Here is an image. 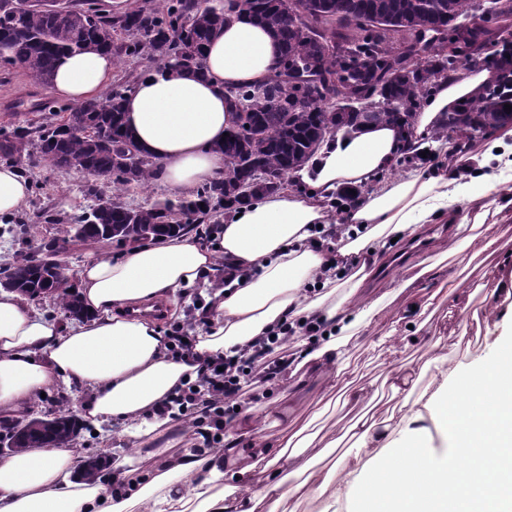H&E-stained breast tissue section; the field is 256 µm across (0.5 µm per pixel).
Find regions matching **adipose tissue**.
<instances>
[{"label": "adipose tissue", "instance_id": "ef3b65f1", "mask_svg": "<svg viewBox=\"0 0 512 512\" xmlns=\"http://www.w3.org/2000/svg\"><path fill=\"white\" fill-rule=\"evenodd\" d=\"M226 22L204 50L202 72L150 71L127 92L125 127L155 164L162 184L194 195L224 178L220 150L231 125L228 88L260 84L275 74L280 48L235 0L224 4ZM110 53L61 57L51 90L74 103L98 100L112 75ZM492 67L465 68L439 83L415 120L414 133L395 124L368 125L325 142L300 173L306 195H265L238 217L207 227L206 241L185 232L130 248L119 258L90 257L79 272L85 317L59 325L19 295L0 290V416L14 417L41 393L73 385L90 396L80 416L94 424L119 422L130 437L202 362L266 335L284 319H317L333 337L299 350L293 370L320 373L339 385L337 400L369 399L365 388L340 385L349 347L370 328L392 292L366 296V282L388 258L393 238H408L423 224H448L439 261L458 270L444 280L449 296L466 282L472 261L491 233L489 211L512 215V143L488 138L480 176L469 157H440L433 165L383 186L349 210L337 240L313 228L328 221V194L364 185L387 171L402 153L430 149L428 136L480 90L495 81ZM29 182L20 169L0 164V216L21 209ZM198 292L201 326L189 356L168 351L155 320L140 308ZM425 379L410 366L386 377L406 409L400 418L362 413L343 429L360 455L341 472L317 469L335 441L314 436L272 445L258 440L260 426L291 429L287 411L242 410L225 437V452L183 451L169 456L136 490L123 478L84 480L75 451L58 445L31 448L0 460V512H290L293 501L323 499L358 504L360 512H512V367L495 356L463 366L435 360ZM430 419L396 449L383 432L407 431ZM244 459L255 479L251 495L224 482L223 455Z\"/></svg>", "mask_w": 512, "mask_h": 512}]
</instances>
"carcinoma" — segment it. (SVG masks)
<instances>
[{"label":"carcinoma","instance_id":"cac0c4a2","mask_svg":"<svg viewBox=\"0 0 512 512\" xmlns=\"http://www.w3.org/2000/svg\"><path fill=\"white\" fill-rule=\"evenodd\" d=\"M240 6L276 39L281 49L280 73L265 88L238 86L231 90L233 124L220 147L224 165L234 178L206 184L192 197L176 195L163 201L128 206L119 191L145 187L155 177L152 162L142 151L135 164H123L120 153L136 146L124 126L122 110L128 87L118 85L100 101L80 104L53 114L37 126H16L0 135V158L19 165L36 148L58 167L112 183L114 193L98 199L76 224L62 225L61 237L49 244L60 250L73 241L99 243L138 241L199 230L210 214L244 205L272 193L274 186L255 179L256 172L291 179L312 160L320 146L342 129L357 128L356 112L336 110L335 96L364 95L371 84L390 99L394 109L369 113L372 124H398L413 134L414 118L439 82L438 73H454L470 61L466 43L456 42L458 28L471 20V0H302L307 22L322 21V32L310 36L288 16L286 0H239ZM224 5L201 0H152V5L122 14L94 17L81 10L78 0L70 11L57 14L45 0H0V45L19 61L37 84L52 83L55 62L65 53L106 50L116 58L141 55L161 70L203 71L205 45L224 28ZM442 32L448 39L424 46L432 67L410 78L405 58L391 57L390 38L407 40L411 30ZM127 32L124 38L117 32ZM337 39L354 52L348 66L336 70V58L324 43ZM512 42L488 54L502 68L498 83L486 86L467 107L448 113L437 135L449 136L478 127L490 135L511 124ZM3 286L33 299L42 292L59 309L75 318L85 315L70 277L51 272L30 255L14 261L3 272ZM85 430L65 405L48 416L28 417L11 429L15 451L74 441ZM105 467L100 456L88 457L82 474L95 479Z\"/></svg>","mask_w":512,"mask_h":512}]
</instances>
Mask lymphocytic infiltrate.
<instances>
[{
  "instance_id": "f902f5d3",
  "label": "lymphocytic infiltrate",
  "mask_w": 512,
  "mask_h": 512,
  "mask_svg": "<svg viewBox=\"0 0 512 512\" xmlns=\"http://www.w3.org/2000/svg\"><path fill=\"white\" fill-rule=\"evenodd\" d=\"M311 341L323 336L321 323L284 322L276 336H262L234 356L205 363L194 381H184L159 408L162 417L203 415L216 430L230 426L237 409L256 401V390L279 382L288 371V353L295 334Z\"/></svg>"
}]
</instances>
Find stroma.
Wrapping results in <instances>:
<instances>
[{
  "label": "stroma",
  "mask_w": 512,
  "mask_h": 512,
  "mask_svg": "<svg viewBox=\"0 0 512 512\" xmlns=\"http://www.w3.org/2000/svg\"><path fill=\"white\" fill-rule=\"evenodd\" d=\"M67 100L55 96L50 88L32 85L23 71L15 66L0 65V128L28 125L50 117L53 113L69 108ZM22 173L30 183V193L25 205L16 213L21 223L13 233L0 236V268L8 262L39 246L53 242L59 236L60 224L74 223L82 214L85 205L94 198L86 192L88 177L75 171H64L43 162L39 156H31L22 165ZM52 211L58 221L44 222L43 211ZM451 232L445 224L424 225L416 240H403L394 244L386 266L379 271L373 285L389 290L403 283L410 275L413 264L432 262L439 242L447 240ZM512 252V221L497 225L496 240L487 255L477 257L471 264L470 283L476 284L498 277V265L506 253ZM439 278L421 281V295L436 294L439 303L430 321L422 328H409L407 323L397 320L398 304L386 307L376 318L368 335L362 336L357 348L352 351L347 364L350 376L356 377L364 386L381 387L388 372L396 365L406 362L422 366L430 362L438 352L452 354L455 361L472 363L488 353L483 336L478 335L472 310L481 306L480 298H473L470 312L449 313L448 298L437 295ZM398 328L393 350L370 348V341L383 337L391 328ZM466 328L464 339H457L456 329ZM327 384L313 373L286 375L268 392V400L285 397L289 417L297 424H305L325 396ZM117 423L101 424L97 432H82L75 440L79 458L101 455L112 461L121 457L137 455L139 449H152L175 441L176 451L184 448H199L203 438L193 433L183 435L177 420L158 429L144 438L141 447H134L130 438L121 436Z\"/></svg>",
  "instance_id": "35a3bbf8"
}]
</instances>
